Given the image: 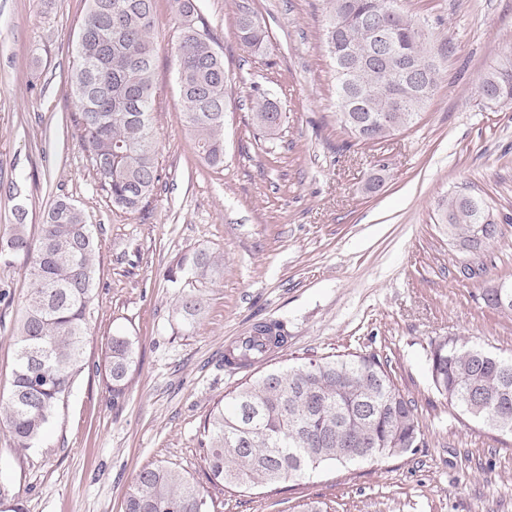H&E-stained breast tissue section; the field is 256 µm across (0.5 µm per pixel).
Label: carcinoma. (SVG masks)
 Segmentation results:
<instances>
[{"mask_svg":"<svg viewBox=\"0 0 512 512\" xmlns=\"http://www.w3.org/2000/svg\"><path fill=\"white\" fill-rule=\"evenodd\" d=\"M79 31L84 55L100 65L101 83L75 58L69 93L72 115L84 150L112 205L126 213L147 209L159 181L154 110L152 37L155 0H86ZM385 0H325L326 20L343 27L331 58L336 75V111L357 142L375 146L415 123L434 95L440 76V49L407 14L395 22L396 55L369 58L361 28L364 16L379 13ZM179 19L175 43L176 80L182 120L199 156L212 167L224 165L226 74L215 38L199 14L197 0H172ZM241 44L260 51L270 45L267 28L243 12L237 22ZM481 101L512 102V57L490 72L477 88ZM254 125L268 135L282 125L283 113L267 93L256 97ZM26 211L18 209L0 260L24 255L31 288L14 336L11 389L0 405V423L21 448L40 442L74 377L83 368L89 305L99 250L82 210L65 199L49 209L37 242L26 232ZM444 233L455 245L481 251L502 235L485 202L452 195L440 205ZM224 258L207 249L185 253L169 266L172 284L214 282ZM485 305L512 313V283L483 294ZM206 308L200 290L181 293L177 316L190 331ZM282 324L260 323L232 348L247 366L285 343ZM135 342L122 332L108 337L106 383L112 403L125 396ZM429 373L436 392L471 417L512 434V357L474 346L461 336L429 342ZM209 479L216 485L265 488L296 481L327 465L401 456L422 433L412 400L394 385L374 356L311 359L268 370L224 396L208 420ZM124 512H210L207 497L181 472L157 465L135 477L124 496Z\"/></svg>","mask_w":512,"mask_h":512,"instance_id":"carcinoma-1","label":"carcinoma"}]
</instances>
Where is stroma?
<instances>
[{"instance_id":"obj_1","label":"stroma","mask_w":512,"mask_h":512,"mask_svg":"<svg viewBox=\"0 0 512 512\" xmlns=\"http://www.w3.org/2000/svg\"><path fill=\"white\" fill-rule=\"evenodd\" d=\"M443 49L435 94L416 124L380 145H349L336 117V80L323 36V0H198L230 79L224 165L205 163L182 122L172 47L179 21L156 0L153 127L160 180L148 209L113 208L69 126L66 89L84 0H0V239L14 210L38 238L51 205L76 204L101 242L85 367L41 443L15 444L0 424V512H123L146 467L180 470L211 512H512V435L448 404L432 386V338L466 336L512 356V314L485 289L512 282V104H484L481 80L512 55V0H401ZM255 13L270 48L237 37ZM273 95L285 121L267 137L251 102ZM381 175L376 192L371 176ZM482 197L503 234L478 255L449 241L438 205ZM206 248L224 274L203 285L191 331L165 269ZM0 398L14 368V329L30 290L28 263L0 261ZM287 343L247 368L224 355L262 321ZM135 341L126 397L104 373L113 332ZM376 356L415 403L423 442L375 463L333 466L262 489L214 485L206 464L210 412L263 371L310 358Z\"/></svg>"}]
</instances>
